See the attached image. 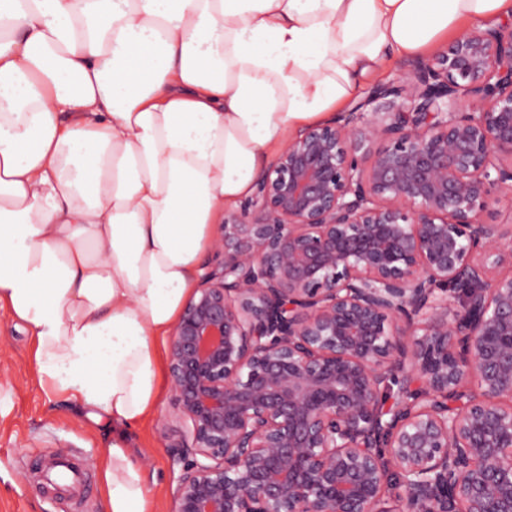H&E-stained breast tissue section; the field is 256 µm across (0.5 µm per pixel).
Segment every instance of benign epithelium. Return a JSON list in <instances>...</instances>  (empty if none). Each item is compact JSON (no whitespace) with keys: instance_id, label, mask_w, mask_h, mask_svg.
<instances>
[{"instance_id":"obj_1","label":"benign epithelium","mask_w":512,"mask_h":512,"mask_svg":"<svg viewBox=\"0 0 512 512\" xmlns=\"http://www.w3.org/2000/svg\"><path fill=\"white\" fill-rule=\"evenodd\" d=\"M506 191L511 21L288 142L171 332L174 512H512Z\"/></svg>"}]
</instances>
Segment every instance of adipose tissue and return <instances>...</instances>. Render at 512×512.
<instances>
[{
    "mask_svg": "<svg viewBox=\"0 0 512 512\" xmlns=\"http://www.w3.org/2000/svg\"><path fill=\"white\" fill-rule=\"evenodd\" d=\"M512 0H0V308L49 394L131 428L226 208L389 57ZM107 512H153L123 438Z\"/></svg>",
    "mask_w": 512,
    "mask_h": 512,
    "instance_id": "1",
    "label": "adipose tissue"
}]
</instances>
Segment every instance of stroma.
<instances>
[{
    "label": "stroma",
    "instance_id": "stroma-1",
    "mask_svg": "<svg viewBox=\"0 0 512 512\" xmlns=\"http://www.w3.org/2000/svg\"><path fill=\"white\" fill-rule=\"evenodd\" d=\"M32 338L0 309V512H105L100 488L85 480L70 489L46 485L40 470L50 460L76 458L87 476H97L96 462L112 443V419L77 412L63 399H48L32 358ZM169 401L131 429L128 442L143 467L155 512H173L179 474L164 423Z\"/></svg>",
    "mask_w": 512,
    "mask_h": 512
}]
</instances>
